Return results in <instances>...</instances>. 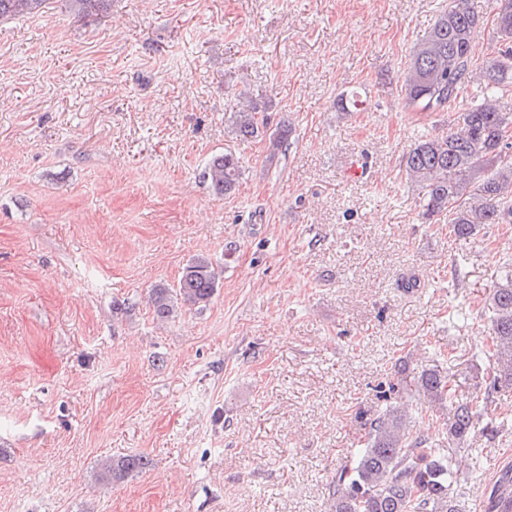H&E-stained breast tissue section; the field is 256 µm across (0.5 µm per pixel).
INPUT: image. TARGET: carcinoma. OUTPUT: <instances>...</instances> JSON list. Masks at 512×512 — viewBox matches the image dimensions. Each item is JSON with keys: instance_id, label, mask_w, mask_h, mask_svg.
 Listing matches in <instances>:
<instances>
[{"instance_id": "cac0c4a2", "label": "carcinoma", "mask_w": 512, "mask_h": 512, "mask_svg": "<svg viewBox=\"0 0 512 512\" xmlns=\"http://www.w3.org/2000/svg\"><path fill=\"white\" fill-rule=\"evenodd\" d=\"M45 0H0V19L35 14ZM77 17L107 11L112 0H66ZM496 46L484 60L476 57L472 39L482 17L467 4L453 0L428 35L414 48L401 92L404 108L429 116L460 106L458 126L447 135L421 139L405 156L410 180L423 192V217L430 222L450 216L456 239H466L481 224H512V113L498 100L512 90V0H496ZM261 108L239 95L231 119L242 140L267 131L258 118ZM238 158L230 151L213 157L204 176L217 194L235 190L240 178ZM475 192L467 194L473 181ZM491 298L493 376L487 392L512 384V267ZM219 286L212 263L194 258L182 272L177 290L155 286L150 297L154 316L165 321L183 306L203 309ZM411 383L439 404L451 399L447 376L437 370L416 373ZM481 410L459 405L448 413V438L467 443L475 434ZM150 466L143 454L127 455L104 464V477L120 479ZM452 471L440 449L413 435L404 408L390 405L369 423L351 468L341 471L333 487L332 512H461L448 494ZM486 512H512V469L501 472L491 488Z\"/></svg>"}]
</instances>
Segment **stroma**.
Wrapping results in <instances>:
<instances>
[{
    "instance_id": "stroma-1",
    "label": "stroma",
    "mask_w": 512,
    "mask_h": 512,
    "mask_svg": "<svg viewBox=\"0 0 512 512\" xmlns=\"http://www.w3.org/2000/svg\"><path fill=\"white\" fill-rule=\"evenodd\" d=\"M452 0H65L0 21V512H330L366 419L408 405L463 512L512 466V387L486 391L512 224L423 223L401 86ZM358 88L361 111L336 101ZM249 91L289 149L242 141ZM240 158L235 191L203 173ZM222 286L158 321L195 256ZM418 289H408L409 279ZM491 401L460 446L400 361ZM148 469L120 480L104 462ZM67 8L77 17H86L106 12L112 4V0H65ZM150 466V459L143 454L127 455L119 460H112L104 464V477L107 479H120L133 472L146 470Z\"/></svg>"
}]
</instances>
